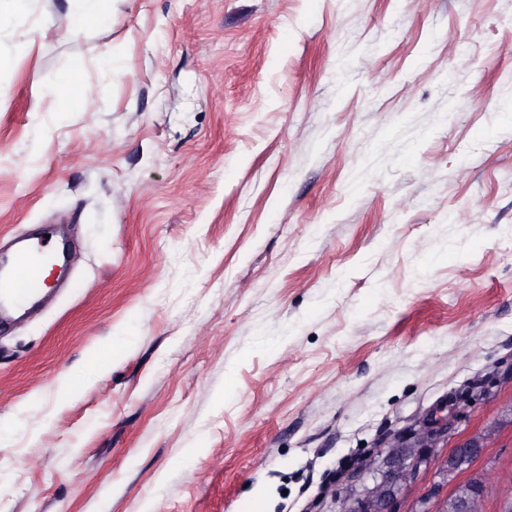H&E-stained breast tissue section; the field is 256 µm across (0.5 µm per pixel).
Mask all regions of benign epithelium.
<instances>
[{"label":"benign epithelium","mask_w":512,"mask_h":512,"mask_svg":"<svg viewBox=\"0 0 512 512\" xmlns=\"http://www.w3.org/2000/svg\"><path fill=\"white\" fill-rule=\"evenodd\" d=\"M493 431L477 430L448 444V421H423L404 437L397 434L386 456L363 458L360 470L374 475L373 484L352 502L341 496L333 502L334 512H397L402 498H411L409 512H486L487 473L477 468L484 449L492 443ZM449 448L439 461L440 481L420 486L432 449Z\"/></svg>","instance_id":"benign-epithelium-1"}]
</instances>
